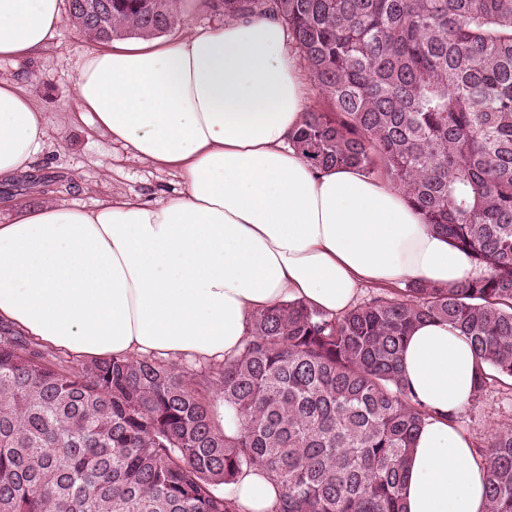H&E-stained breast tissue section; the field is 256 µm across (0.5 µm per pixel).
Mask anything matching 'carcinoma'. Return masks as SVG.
<instances>
[{
	"label": "carcinoma",
	"mask_w": 512,
	"mask_h": 512,
	"mask_svg": "<svg viewBox=\"0 0 512 512\" xmlns=\"http://www.w3.org/2000/svg\"><path fill=\"white\" fill-rule=\"evenodd\" d=\"M68 0L108 43L157 36L182 0ZM226 18L288 27L329 103L291 138L316 169L357 167L401 189L424 222L486 269L457 287L408 283L340 316L301 301L256 313L242 350L199 368L151 358L74 367L0 326V512H240L220 486L245 470L275 512H406L427 412L400 369L414 325L446 321L473 349V400L512 387V0H208ZM30 172L0 192L45 194ZM240 418L217 432L212 393ZM485 512H512V422L474 444Z\"/></svg>",
	"instance_id": "cac0c4a2"
}]
</instances>
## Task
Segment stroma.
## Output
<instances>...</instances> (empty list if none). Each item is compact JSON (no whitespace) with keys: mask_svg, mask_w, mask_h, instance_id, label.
<instances>
[{"mask_svg":"<svg viewBox=\"0 0 512 512\" xmlns=\"http://www.w3.org/2000/svg\"><path fill=\"white\" fill-rule=\"evenodd\" d=\"M223 23V16L212 12L205 0H183L181 19L166 36L201 33ZM94 47L67 19L53 32L49 52L22 64L0 59V75L20 80L49 119L52 149L38 157L35 167L57 178L53 192L45 195L0 194V213L47 201L90 208L110 194L156 200L179 192L178 181L169 171L131 159L110 136L90 132L75 115L73 85L83 57ZM510 420L512 392L496 386L464 409L458 426L477 440Z\"/></svg>","mask_w":512,"mask_h":512,"instance_id":"obj_1","label":"stroma"}]
</instances>
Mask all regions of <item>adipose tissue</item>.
<instances>
[{
    "instance_id": "1",
    "label": "adipose tissue",
    "mask_w": 512,
    "mask_h": 512,
    "mask_svg": "<svg viewBox=\"0 0 512 512\" xmlns=\"http://www.w3.org/2000/svg\"><path fill=\"white\" fill-rule=\"evenodd\" d=\"M62 0H0V58L42 53ZM313 87L285 24L228 19L174 41H113L82 60L73 101L93 129L182 185L154 201L45 202L0 220V322L91 360L222 361L252 316L299 300L334 316L361 286L455 287L478 277L404 193L355 167L315 169L290 145ZM48 140L30 93L0 77V180ZM402 371L429 415L414 440L408 512H484L483 466L453 422L473 394L474 353L447 323L419 324ZM242 512H272L276 486L226 485Z\"/></svg>"
}]
</instances>
